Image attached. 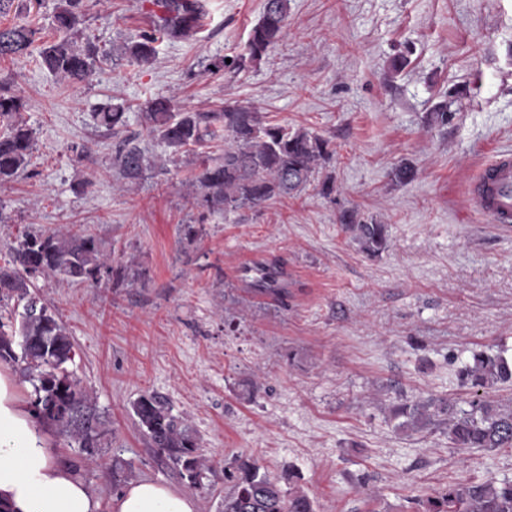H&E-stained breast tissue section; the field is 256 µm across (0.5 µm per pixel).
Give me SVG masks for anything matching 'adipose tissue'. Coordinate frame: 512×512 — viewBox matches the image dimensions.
Returning a JSON list of instances; mask_svg holds the SVG:
<instances>
[{
  "label": "adipose tissue",
  "instance_id": "1",
  "mask_svg": "<svg viewBox=\"0 0 512 512\" xmlns=\"http://www.w3.org/2000/svg\"><path fill=\"white\" fill-rule=\"evenodd\" d=\"M47 423L20 395L13 375L0 372V502L11 512H198L196 500L143 480L109 505L56 460Z\"/></svg>",
  "mask_w": 512,
  "mask_h": 512
}]
</instances>
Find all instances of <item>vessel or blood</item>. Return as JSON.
I'll use <instances>...</instances> for the list:
<instances>
[{"instance_id":"obj_1","label":"vessel or blood","mask_w":512,"mask_h":512,"mask_svg":"<svg viewBox=\"0 0 512 512\" xmlns=\"http://www.w3.org/2000/svg\"><path fill=\"white\" fill-rule=\"evenodd\" d=\"M468 201L491 223L512 224V153H497L471 182Z\"/></svg>"}]
</instances>
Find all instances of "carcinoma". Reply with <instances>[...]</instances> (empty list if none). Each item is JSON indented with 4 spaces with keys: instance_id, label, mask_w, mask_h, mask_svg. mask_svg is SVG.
Here are the masks:
<instances>
[{
    "instance_id": "obj_1",
    "label": "carcinoma",
    "mask_w": 512,
    "mask_h": 512,
    "mask_svg": "<svg viewBox=\"0 0 512 512\" xmlns=\"http://www.w3.org/2000/svg\"><path fill=\"white\" fill-rule=\"evenodd\" d=\"M86 0H59L54 16L59 40L38 48L39 64L74 85L86 82L102 61L92 41L80 40ZM290 0H264L263 13L251 28L243 52L209 64L214 73L240 72L267 57L287 35ZM157 12L136 39L118 47L126 61L142 70L157 58L160 44L184 41L200 29L208 15L207 0H153ZM40 27L33 22L0 27V59H18L30 53L39 40ZM23 99L0 83V186L12 182L31 162L35 148L33 129L23 118ZM148 134L176 162L201 147L207 139L224 140V152L201 158L184 183L187 202L200 211L199 222L214 213L259 210L269 202L295 196L313 183L330 195L334 180L323 174L333 156L331 140L305 128H288L264 119L258 109L236 101L210 111L178 107L171 98L155 96L142 107ZM452 113L448 101L436 103L425 113L428 128L448 125ZM99 126L115 139L113 164L121 187L138 183L163 163L149 156L138 136L128 132L129 116L122 106L96 113ZM345 233L369 257L389 247L387 227L368 220L356 210L340 215ZM117 287L141 279L132 261L113 264L98 237L89 229L24 232L9 245V259L0 264V305L13 302L0 315V362L15 364L33 383L37 414L54 425L69 441L92 455L105 434V420L95 399L67 370L75 357V345L66 325L59 320L35 289L38 278L53 277L61 287L75 282L100 284L102 274ZM457 379L474 390L461 408L455 402L430 397L425 401L401 399L390 409L398 428L419 433L432 425H448V441L455 448H506L512 450V410L503 412L483 390L512 387V359L503 352L474 349L456 367ZM139 429L155 454L166 459L193 486L202 487L207 475H217L214 465L199 454V444L188 421L172 413L166 400L141 395L132 406ZM222 512H315L314 501L298 485L286 490L261 467L247 460L224 463ZM415 512H512V480L493 478L474 484H450L416 500Z\"/></svg>"
}]
</instances>
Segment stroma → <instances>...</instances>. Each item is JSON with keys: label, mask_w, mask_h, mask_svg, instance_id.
Returning <instances> with one entry per match:
<instances>
[{"label": "stroma", "mask_w": 512, "mask_h": 512, "mask_svg": "<svg viewBox=\"0 0 512 512\" xmlns=\"http://www.w3.org/2000/svg\"><path fill=\"white\" fill-rule=\"evenodd\" d=\"M264 0H211L201 31L162 45L146 70L112 55L147 25L150 0H89L85 35L109 52L75 86L33 57L0 60L34 131L30 165L0 188V262L27 229L90 227L113 260H135L132 288L58 287L39 294L69 329V369L91 392L108 433L93 455L59 433L60 459L101 502L151 480L219 512L228 487L181 479L138 429L133 403L166 399L187 417L216 466L241 458L272 476L300 475L316 512H414L448 484L512 479V451L452 447L444 426L413 434L387 418L401 398L467 400L448 359L492 347L512 355V227L468 205L469 182L512 150V0H290L288 34L240 73L206 72L242 51ZM406 68L390 73L396 53ZM207 111L255 106L267 121L329 138L336 191L315 187L265 208L200 220L184 197L193 156L123 190L113 140L94 118L125 104L142 146L139 108L154 95ZM447 101V126L425 112ZM86 146L89 158L75 149ZM414 180L396 182L401 163ZM90 182L88 193L77 192ZM387 225L389 248L363 253L339 223L345 210ZM199 224L191 242L184 224ZM273 271L285 293L259 299L243 264ZM233 325H225V317Z\"/></svg>", "instance_id": "35a3bbf8"}]
</instances>
